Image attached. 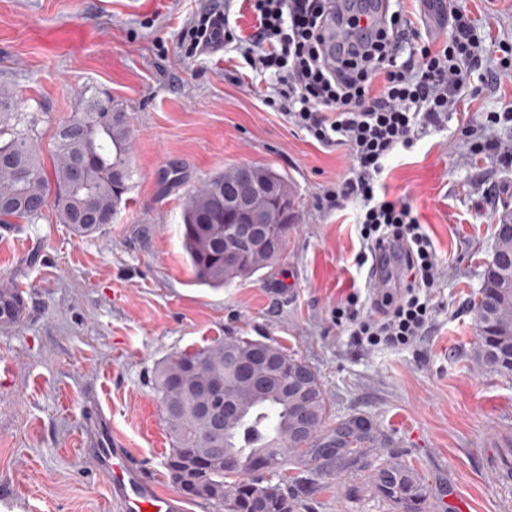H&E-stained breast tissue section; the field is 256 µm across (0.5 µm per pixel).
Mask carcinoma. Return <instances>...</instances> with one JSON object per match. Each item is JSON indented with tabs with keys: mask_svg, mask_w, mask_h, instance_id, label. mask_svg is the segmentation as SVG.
<instances>
[{
	"mask_svg": "<svg viewBox=\"0 0 512 512\" xmlns=\"http://www.w3.org/2000/svg\"><path fill=\"white\" fill-rule=\"evenodd\" d=\"M131 128L123 107L103 91L85 103L82 111L55 133L51 171L40 161L39 147L29 133L11 130L0 140V224L33 220L53 207L61 223L83 238L106 229L103 224H77L80 211H94L116 218L124 195L131 189L133 169L129 160ZM263 199L265 222L224 208V200L247 193ZM288 178L265 165H234L205 179L185 199L182 210L183 245L195 281L211 288L249 278L280 259L255 249L244 230L261 234L286 248L294 209ZM25 307L18 288L0 291V320L15 322ZM478 328L471 360L480 369L512 377V224H497L493 262L474 302ZM271 352L280 360L269 377V390L254 393L244 387L232 369V361L258 363ZM309 374L312 394L307 405L309 436L294 434L296 410L292 401L276 391L283 376ZM221 379L219 397L238 401V415L224 426L222 449L211 450V421L202 412V401L214 397L201 387ZM152 385L160 404L163 423L172 448L166 469L178 489L189 499L200 500L215 512H300L301 495L310 492L312 479L305 476L273 482L267 473L288 465V454L304 448L307 474L322 468L320 459L330 452L317 447L328 400L317 374L301 359L278 346L241 336H229L193 351H183L160 362L152 373ZM370 441L366 429H358L355 448H338L328 461L336 471L368 468ZM369 481L390 504L417 512L426 489L416 471L398 464L373 470Z\"/></svg>",
	"mask_w": 512,
	"mask_h": 512,
	"instance_id": "1",
	"label": "carcinoma"
}]
</instances>
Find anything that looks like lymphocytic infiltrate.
<instances>
[{"label": "lymphocytic infiltrate", "instance_id": "lymphocytic-infiltrate-1", "mask_svg": "<svg viewBox=\"0 0 512 512\" xmlns=\"http://www.w3.org/2000/svg\"><path fill=\"white\" fill-rule=\"evenodd\" d=\"M331 0H247L253 19L240 37L225 13L202 14L185 31L190 51L215 42L234 45L254 76L272 85L262 102L324 147H346L352 165L322 198L326 209L358 203L362 244L372 257L396 255L406 279L400 295L384 292L373 314L358 294L336 304L337 324L365 347H408L429 329L436 312L432 289L442 268L409 202L381 194L389 156L410 150L421 131L442 125L460 90L483 67L482 37L466 10L450 13L445 47L422 46L399 59L410 33L403 9L350 44L336 65L326 61L325 24Z\"/></svg>", "mask_w": 512, "mask_h": 512}]
</instances>
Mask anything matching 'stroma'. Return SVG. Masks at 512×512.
I'll use <instances>...</instances> for the list:
<instances>
[{
	"label": "stroma",
	"mask_w": 512,
	"mask_h": 512,
	"mask_svg": "<svg viewBox=\"0 0 512 512\" xmlns=\"http://www.w3.org/2000/svg\"><path fill=\"white\" fill-rule=\"evenodd\" d=\"M217 0H0V86L13 90L12 123L27 125L49 162L57 127L107 90L133 129L129 204L106 231L75 237L54 209L0 226V289L25 308L0 323V512H116L97 468L94 424L112 433L160 490L171 443L151 385L170 355L227 336L280 346L318 375L328 399L322 439L356 419L373 429L374 464L414 468L427 488L422 512H512L501 485L512 448V377L477 368L472 306L495 245L496 216L512 208V167L471 150L512 141V122L486 113L512 102V0H405L423 41L440 47L447 6L467 9L496 79H472L442 127L392 158L389 198L409 201L444 273L427 336L404 349L367 350L332 310L360 291L372 311L358 205L320 199L350 168L264 106L235 50L186 54L184 29ZM236 164L286 175L298 219L279 261L223 288L195 284L182 246V206L207 177ZM180 184L165 185L170 168ZM300 512H402L368 479L315 475Z\"/></svg>",
	"instance_id": "obj_1"
}]
</instances>
